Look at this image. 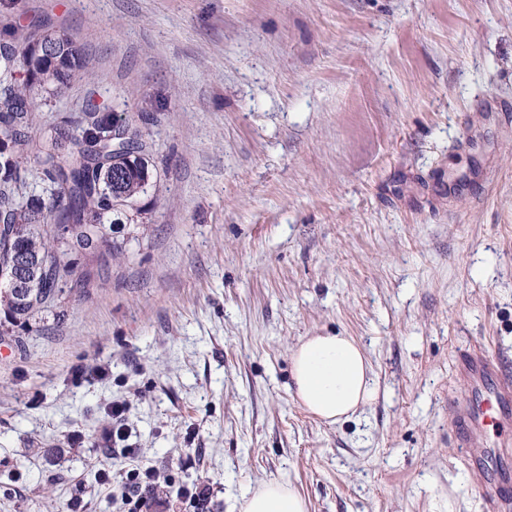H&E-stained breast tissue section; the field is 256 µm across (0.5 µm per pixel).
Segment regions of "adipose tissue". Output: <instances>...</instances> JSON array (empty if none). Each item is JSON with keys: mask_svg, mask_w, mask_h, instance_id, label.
Returning <instances> with one entry per match:
<instances>
[{"mask_svg": "<svg viewBox=\"0 0 512 512\" xmlns=\"http://www.w3.org/2000/svg\"><path fill=\"white\" fill-rule=\"evenodd\" d=\"M290 388L311 415L329 424L342 423L376 395L370 362L355 338L343 333L306 336L293 348ZM238 512H308L305 498L291 485L268 481L236 502Z\"/></svg>", "mask_w": 512, "mask_h": 512, "instance_id": "adipose-tissue-1", "label": "adipose tissue"}]
</instances>
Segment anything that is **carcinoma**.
Segmentation results:
<instances>
[{"label": "carcinoma", "mask_w": 512, "mask_h": 512, "mask_svg": "<svg viewBox=\"0 0 512 512\" xmlns=\"http://www.w3.org/2000/svg\"><path fill=\"white\" fill-rule=\"evenodd\" d=\"M39 30L24 33L8 14L0 16V271L23 280L20 289L0 281L4 322L24 326L62 308L69 254L96 262L76 279L95 286L96 272L127 253L128 239L117 235L111 214L132 209L156 189L153 144L132 115L108 110L63 116L40 135H32L38 93L65 92L88 60L70 36L52 33L54 54L44 55ZM34 159L44 176L39 195H23L25 162Z\"/></svg>", "instance_id": "obj_1"}]
</instances>
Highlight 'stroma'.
<instances>
[{
	"label": "stroma",
	"mask_w": 512,
	"mask_h": 512,
	"mask_svg": "<svg viewBox=\"0 0 512 512\" xmlns=\"http://www.w3.org/2000/svg\"><path fill=\"white\" fill-rule=\"evenodd\" d=\"M8 3L91 58L36 132L143 113L158 189L99 287L0 343V512H122L99 477L115 400L202 512L269 480L309 512H487L512 451L465 466L453 419L460 350L512 368V0ZM325 332L378 386L336 425L288 387Z\"/></svg>",
	"instance_id": "1"
}]
</instances>
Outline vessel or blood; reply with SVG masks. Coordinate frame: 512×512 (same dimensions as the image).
<instances>
[{
	"label": "vessel or blood",
	"mask_w": 512,
	"mask_h": 512,
	"mask_svg": "<svg viewBox=\"0 0 512 512\" xmlns=\"http://www.w3.org/2000/svg\"><path fill=\"white\" fill-rule=\"evenodd\" d=\"M465 359L472 396L456 423L464 456L478 468L484 463V449L492 431L512 417V371L479 346L469 348Z\"/></svg>",
	"instance_id": "1"
}]
</instances>
